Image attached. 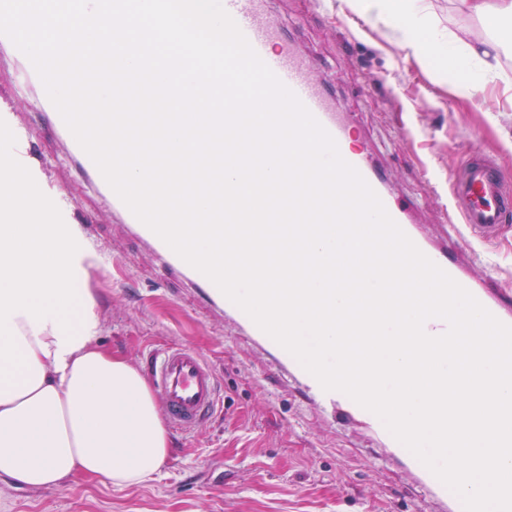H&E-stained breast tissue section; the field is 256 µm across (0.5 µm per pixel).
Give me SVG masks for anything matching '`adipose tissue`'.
<instances>
[{"label":"adipose tissue","instance_id":"1","mask_svg":"<svg viewBox=\"0 0 512 512\" xmlns=\"http://www.w3.org/2000/svg\"><path fill=\"white\" fill-rule=\"evenodd\" d=\"M363 19L391 21L419 61L466 71L456 92L501 78L512 41L473 45L433 24L424 0H343ZM24 191L0 194V476L34 489L80 473L118 486L163 465L171 437L153 394L122 355L98 344L91 289L72 285L71 243L49 225L22 224Z\"/></svg>","mask_w":512,"mask_h":512}]
</instances>
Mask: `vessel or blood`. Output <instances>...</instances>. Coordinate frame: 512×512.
Wrapping results in <instances>:
<instances>
[{
	"instance_id": "1",
	"label": "vessel or blood",
	"mask_w": 512,
	"mask_h": 512,
	"mask_svg": "<svg viewBox=\"0 0 512 512\" xmlns=\"http://www.w3.org/2000/svg\"><path fill=\"white\" fill-rule=\"evenodd\" d=\"M221 2L254 51L334 138L341 157L358 170L390 217L416 247L500 322L512 326V286L489 275L474 277L470 263L465 262L454 248L432 244L416 232L410 221L411 204L389 191L385 173L374 167L369 159L366 142L357 139L358 128L322 83L318 62L303 55L292 41L285 38L281 28L267 19V0ZM0 49L7 50L18 67L24 87L35 93L42 92L44 85L32 63L8 37L0 35ZM69 146L80 172L106 198L113 213L124 223L132 225L135 233L151 244L167 266L198 288L208 303L223 307L226 313L235 317L256 343L281 367L297 377L301 391L309 400L334 415L368 422L376 437L433 498L448 512H464L460 497L398 442L375 414L342 392L324 390L293 355L258 328L209 278L181 259L158 235L136 219L77 141H70ZM0 166L12 172L17 185L30 191L40 189L43 171L34 164L29 134L15 124L8 107L2 103ZM449 182L450 210L462 220L461 233L470 234L481 242L489 241L498 235L503 224L512 222V193L507 190V176L493 159L479 156L453 173ZM23 221L27 224H51L65 234L74 224L75 214L68 199L57 193L52 200L34 205ZM146 367L147 380L152 384L157 404L171 427L184 435L195 434L219 403L216 374L211 365L197 350L183 344H172L147 354Z\"/></svg>"
}]
</instances>
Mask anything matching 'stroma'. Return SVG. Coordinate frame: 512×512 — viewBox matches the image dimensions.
I'll return each mask as SVG.
<instances>
[{
    "label": "stroma",
    "instance_id": "stroma-1",
    "mask_svg": "<svg viewBox=\"0 0 512 512\" xmlns=\"http://www.w3.org/2000/svg\"><path fill=\"white\" fill-rule=\"evenodd\" d=\"M433 22L477 42L511 24L477 16L457 0H426ZM287 37L325 65L321 78L351 112L393 192L416 202L413 219L431 240L454 237L432 176L448 179L481 149L512 171V89L481 86L460 99L451 76L421 67L388 42L386 23L343 13L340 0H269ZM0 100L32 137L35 160L87 225L74 285L93 289L102 346L139 365L143 352L180 342L216 367L221 411L192 436L172 433L161 469L143 483L116 486L77 474L37 490L0 477V512H442L399 462L377 451L366 424L310 405L265 354L241 336L223 309L206 306L165 274L152 247L119 223L107 201L76 173L36 95L15 91V69L0 66ZM486 102L497 120L477 109ZM108 247L115 264L98 262Z\"/></svg>",
    "mask_w": 512,
    "mask_h": 512
}]
</instances>
